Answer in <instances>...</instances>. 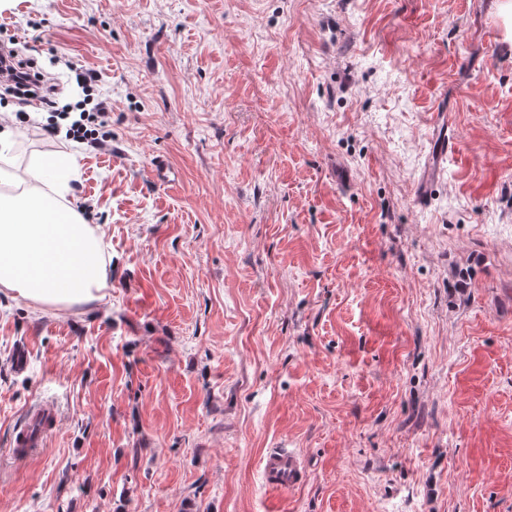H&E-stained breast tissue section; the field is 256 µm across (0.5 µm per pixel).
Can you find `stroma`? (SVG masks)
I'll list each match as a JSON object with an SVG mask.
<instances>
[{
	"label": "stroma",
	"mask_w": 512,
	"mask_h": 512,
	"mask_svg": "<svg viewBox=\"0 0 512 512\" xmlns=\"http://www.w3.org/2000/svg\"><path fill=\"white\" fill-rule=\"evenodd\" d=\"M495 0H13L0 38L111 104L74 155L100 302L0 293V512H512V46ZM457 149L427 204L430 117ZM165 159L175 180L157 186ZM25 350L26 363L15 355ZM54 401L30 454L12 434ZM285 448L296 488L266 489ZM261 479L272 491H285L299 485L304 476L298 458L280 448L269 449L260 462Z\"/></svg>",
	"instance_id": "35a3bbf8"
}]
</instances>
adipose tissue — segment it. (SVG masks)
<instances>
[{"label":"adipose tissue","mask_w":512,"mask_h":512,"mask_svg":"<svg viewBox=\"0 0 512 512\" xmlns=\"http://www.w3.org/2000/svg\"><path fill=\"white\" fill-rule=\"evenodd\" d=\"M68 190L55 157H32L21 179L0 168V292L39 311L103 300L111 286L112 256Z\"/></svg>","instance_id":"obj_1"}]
</instances>
